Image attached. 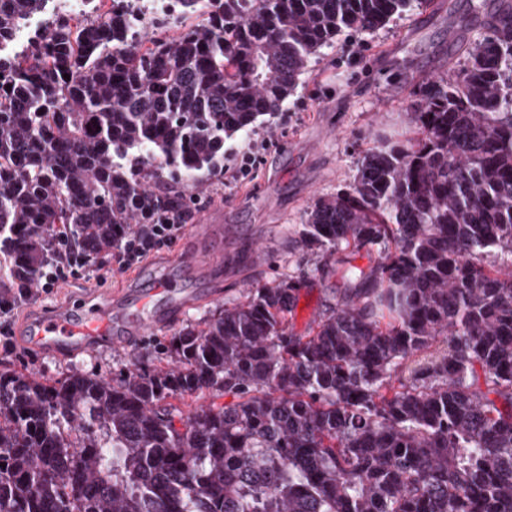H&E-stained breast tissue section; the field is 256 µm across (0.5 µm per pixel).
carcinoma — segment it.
I'll use <instances>...</instances> for the list:
<instances>
[{"mask_svg": "<svg viewBox=\"0 0 512 512\" xmlns=\"http://www.w3.org/2000/svg\"><path fill=\"white\" fill-rule=\"evenodd\" d=\"M46 0H0V40ZM57 15L0 56V293L186 224L224 145L282 111L311 59L412 0H172ZM416 135L362 151L301 247L345 264L304 334L301 274L171 337L172 366L106 382L0 373V512H512V0ZM137 25L175 37L127 39ZM70 78H64V75ZM376 253L362 269L348 258ZM230 401L202 399L211 394ZM201 401L185 415L171 400Z\"/></svg>", "mask_w": 512, "mask_h": 512, "instance_id": "carcinoma-1", "label": "carcinoma"}]
</instances>
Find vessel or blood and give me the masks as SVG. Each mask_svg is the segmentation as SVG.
Here are the masks:
<instances>
[{
	"label": "vessel or blood",
	"mask_w": 512,
	"mask_h": 512,
	"mask_svg": "<svg viewBox=\"0 0 512 512\" xmlns=\"http://www.w3.org/2000/svg\"><path fill=\"white\" fill-rule=\"evenodd\" d=\"M219 231L215 224L193 225V239L176 255V262L223 267V253L207 247ZM197 300V294L186 292L176 281L165 278L142 292L127 288L96 292L64 307L51 308L32 320V346L44 353L71 354L99 347L127 349L171 326Z\"/></svg>",
	"instance_id": "1"
}]
</instances>
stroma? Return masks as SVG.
I'll return each instance as SVG.
<instances>
[{"mask_svg": "<svg viewBox=\"0 0 512 512\" xmlns=\"http://www.w3.org/2000/svg\"><path fill=\"white\" fill-rule=\"evenodd\" d=\"M496 0H413L409 9L384 28L350 37L339 36L322 49L297 88L274 117L260 119L253 130L225 145L227 166L252 154L248 174L214 185L222 210L204 220L226 226L224 268L187 279L190 288H216L220 297L185 311L182 321L201 318L225 299L271 283L302 265L307 283L296 309L297 331L336 301V274L323 267L320 255L297 247L303 214L312 201L353 184L362 149L377 136L413 131L402 106L416 83L457 68L464 49L484 31ZM362 57L351 63L354 44ZM170 331L148 337L139 347L93 348L77 355H50L16 344L0 346V371L23 373L54 382L78 371L109 378L139 359L162 356Z\"/></svg>", "mask_w": 512, "mask_h": 512, "instance_id": "1", "label": "stroma"}]
</instances>
